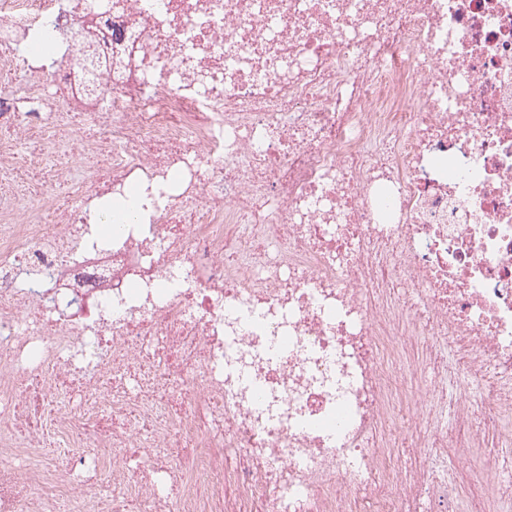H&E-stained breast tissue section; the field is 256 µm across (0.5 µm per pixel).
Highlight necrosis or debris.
Returning a JSON list of instances; mask_svg holds the SVG:
<instances>
[{
	"label": "necrosis or debris",
	"instance_id": "4bbe7bcc",
	"mask_svg": "<svg viewBox=\"0 0 512 512\" xmlns=\"http://www.w3.org/2000/svg\"><path fill=\"white\" fill-rule=\"evenodd\" d=\"M84 8L0 0V512H512V0H121L97 95ZM85 48V47H84ZM83 48V49H84ZM83 49L78 53L72 55L71 58H69V61H73V63H77V69L78 72L81 74L82 81L85 79L87 80V89L89 91H93L96 89V82L95 80L91 79V76H96L97 74V68L106 66L110 69H116L117 66H122V61H117L112 59V54L107 53L106 55H102L98 51V46L95 44L90 45L88 48V54H86L82 58V52ZM82 58V59H80ZM80 59V60H79Z\"/></svg>",
	"mask_w": 512,
	"mask_h": 512
}]
</instances>
